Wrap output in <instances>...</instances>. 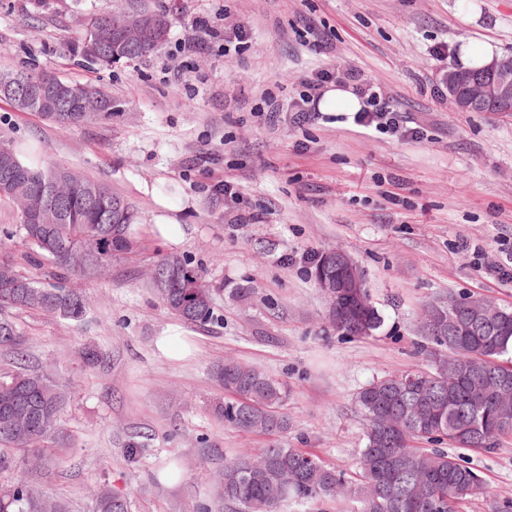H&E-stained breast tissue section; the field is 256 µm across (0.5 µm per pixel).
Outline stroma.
Returning <instances> with one entry per match:
<instances>
[{"instance_id": "35a3bbf8", "label": "stroma", "mask_w": 512, "mask_h": 512, "mask_svg": "<svg viewBox=\"0 0 512 512\" xmlns=\"http://www.w3.org/2000/svg\"><path fill=\"white\" fill-rule=\"evenodd\" d=\"M121 3L0 0V72L52 71L114 101L111 119L69 126L0 102V142L37 143L46 163L107 183L138 210L137 252L72 280L89 302L85 321L15 316L29 365L68 387L71 455L30 479L68 512H90V491L105 481L128 493L130 512H191L225 457L269 443L219 426L224 390L210 369L227 359L284 384L292 427L282 446L354 473L365 446L356 394L424 367L423 306L453 295L512 308V281L476 271L460 248L512 241V116L455 111L438 81L462 43L512 54V0H142L168 14L158 52L110 65L65 54L89 15ZM204 18L243 32V43L175 55ZM312 29L328 34L332 55L304 42ZM441 45L448 54L435 57ZM330 63L382 86L426 137L382 134L334 112L300 127L285 115L254 118L262 95L287 101ZM225 179L238 201L216 190ZM242 209L266 223H234ZM334 248L359 265L384 319L371 336L345 338L325 319L311 259ZM160 252L184 257L217 288L219 323L200 328L165 309L145 278ZM171 328L194 354L158 352L157 336ZM88 345L102 352L92 366L81 356ZM204 438L214 455L204 456ZM133 441L143 448L132 458ZM173 458L183 465L177 482L161 475ZM469 459L493 493L462 512H512V439Z\"/></svg>"}]
</instances>
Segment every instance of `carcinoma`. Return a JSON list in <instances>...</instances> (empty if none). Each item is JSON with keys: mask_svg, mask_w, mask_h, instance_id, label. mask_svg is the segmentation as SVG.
<instances>
[{"mask_svg": "<svg viewBox=\"0 0 512 512\" xmlns=\"http://www.w3.org/2000/svg\"><path fill=\"white\" fill-rule=\"evenodd\" d=\"M161 44L114 51L100 47L86 61L109 65L121 59L150 55ZM105 109L89 120L112 118V96L88 84ZM19 112H35L60 125L82 121L80 107L59 99L52 112L34 103L21 106L13 97H1ZM16 160L11 169L0 161V200L35 197L45 191V203L62 221L53 228L54 246L39 237L40 225L21 218V224L0 226V245L21 235L26 251L22 261L0 260V283L14 280L24 294L6 297L0 292V349L13 353L14 369L0 376V401L16 389L30 393L32 404L44 413L38 429L0 412V473L14 472V481L0 488V512H34L32 501L63 512L62 506L37 492L24 472L34 464L48 470L63 462L54 451L61 434L66 391L58 379L30 369L22 350L24 336L14 320L16 312H44L82 322L87 316L85 296L69 288V280L83 271L60 259L56 251L83 241H101L107 256L128 252L135 242L134 205L104 183L82 178L57 183L61 166L47 165L37 152L23 153L9 143L0 145ZM344 254L319 256L315 268L327 280L343 273ZM48 268L44 279L29 275L23 264ZM149 283L166 309L183 321L205 327L219 321L213 294L199 270L176 254H161L149 271ZM448 323L424 321L421 335L428 347L430 367L388 374L363 387L355 403L366 420V444L359 467L352 475L338 472L320 457L300 448L273 443L256 461L243 456L224 459V471L214 479L212 496L197 502L199 512H212L223 503L238 512H277L284 502L331 500L349 497L361 512H461L477 496L491 495L485 480L465 457L447 448L491 453L502 438L512 436V360L503 356L512 347V309L503 307L493 316V302L485 298L450 296ZM344 336L372 335L380 324L374 305L362 309L349 296L340 311L328 319ZM509 376V384L496 377ZM213 376L224 387V403L217 419L234 429L269 438L288 431L287 393L281 382L261 367L228 360L213 367ZM126 494L104 482L92 495L91 512H129Z\"/></svg>", "mask_w": 512, "mask_h": 512, "instance_id": "obj_1", "label": "carcinoma"}]
</instances>
